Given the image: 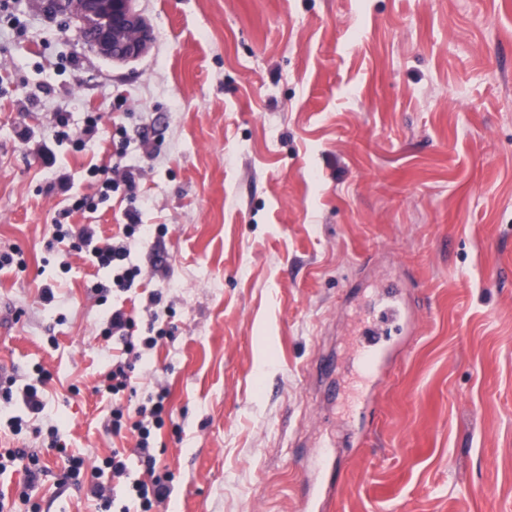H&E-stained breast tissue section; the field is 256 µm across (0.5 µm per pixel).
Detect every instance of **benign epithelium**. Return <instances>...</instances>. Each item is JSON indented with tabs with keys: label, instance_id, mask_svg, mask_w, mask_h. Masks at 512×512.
<instances>
[{
	"label": "benign epithelium",
	"instance_id": "obj_1",
	"mask_svg": "<svg viewBox=\"0 0 512 512\" xmlns=\"http://www.w3.org/2000/svg\"><path fill=\"white\" fill-rule=\"evenodd\" d=\"M50 15L77 23L80 38L100 58L126 64L142 57L153 41V30L135 7V0H44Z\"/></svg>",
	"mask_w": 512,
	"mask_h": 512
}]
</instances>
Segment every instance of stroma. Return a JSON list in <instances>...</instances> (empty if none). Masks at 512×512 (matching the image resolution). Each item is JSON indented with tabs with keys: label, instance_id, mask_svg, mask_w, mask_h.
Segmentation results:
<instances>
[{
	"label": "stroma",
	"instance_id": "1",
	"mask_svg": "<svg viewBox=\"0 0 512 512\" xmlns=\"http://www.w3.org/2000/svg\"><path fill=\"white\" fill-rule=\"evenodd\" d=\"M136 7L154 41L123 65L40 0H22V36L0 30V254L19 259L0 270V448L46 467L13 512H120L122 486L94 497L62 457L101 465L113 407L159 391V512H299L342 415L309 365L333 356L346 388L362 291L388 283L416 316L320 512H512V0ZM56 112L76 132L100 114L97 135L55 139ZM120 127L149 144L134 194L71 221L99 245L127 212L149 225L127 292L53 239L65 196L94 191L89 166L120 165ZM117 308L134 335L154 312L166 333L133 397L97 390Z\"/></svg>",
	"mask_w": 512,
	"mask_h": 512
}]
</instances>
